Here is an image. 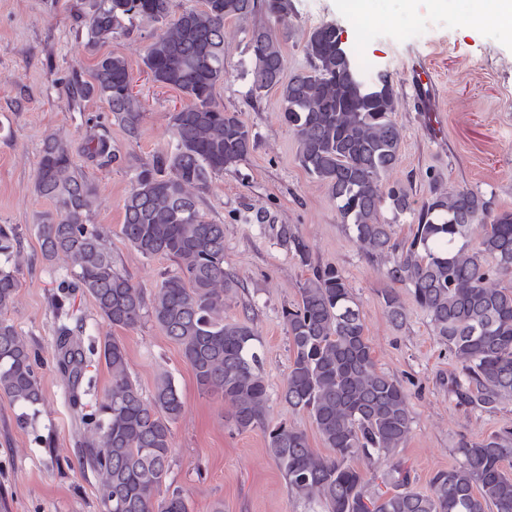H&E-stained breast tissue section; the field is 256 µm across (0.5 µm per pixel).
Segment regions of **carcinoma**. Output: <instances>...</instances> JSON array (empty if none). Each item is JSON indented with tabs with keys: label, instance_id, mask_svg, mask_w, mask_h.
Here are the masks:
<instances>
[{
	"label": "carcinoma",
	"instance_id": "obj_1",
	"mask_svg": "<svg viewBox=\"0 0 512 512\" xmlns=\"http://www.w3.org/2000/svg\"><path fill=\"white\" fill-rule=\"evenodd\" d=\"M293 16V0H204L203 9L180 13L176 0H88V42L128 37L139 21L153 23L146 73L188 99L172 113L171 147L134 168L123 204L124 241L146 258L166 256L177 265L149 301L131 277L114 269L101 230L88 223L97 186L75 170L71 146L50 134L39 150L36 191L54 204L36 225L40 257L47 264L59 258L68 263L52 299L56 362L70 407L89 433L78 459L98 480L100 512H189L180 491H162L172 458L171 425L183 401L168 374L145 397L116 338H105L98 348L83 345L70 314L78 292L112 327L152 320L181 347L200 390L230 404L234 429H261L289 490L318 501L321 512H512V474L503 468L512 457L511 427L476 441L461 439L462 462L436 472L424 491L412 488L410 473L398 466L389 489L369 493L367 473L355 462L389 455L407 441L409 396L398 379L376 368L343 272L312 263L307 243L286 224L278 240L312 277L297 303L282 309L293 358L281 397L310 416L332 455L310 448L296 427L267 424L259 339L249 317L224 320V293L236 287L224 272V225L205 220L201 209L212 179L235 171L255 144L239 113L215 97L224 82L229 18L259 19L246 43L249 102L279 90L280 112L297 136L302 166L328 186L355 241L371 255L392 256L386 277L411 287L415 303L459 363L448 377V397L492 413L512 396V287L498 285L512 279V212L496 210L492 199L467 188L436 190L416 209L408 188L385 186L402 142L390 75L363 77L336 26L322 24L305 41L306 68L284 77L282 44ZM67 91L73 99L105 101L128 136L137 137L144 107L124 57H98L91 80L74 75ZM83 152L100 168L120 159L103 133L92 134ZM384 208L413 215L410 240L395 241L392 225L381 220ZM474 224L484 226V235L479 249L468 253L458 242ZM19 243L18 228L1 224L0 395L27 410L43 402L39 353L1 316L20 285L12 264ZM382 300L390 322L403 326L406 312L397 289H386ZM94 356L112 384L90 407L80 384Z\"/></svg>",
	"mask_w": 512,
	"mask_h": 512
}]
</instances>
